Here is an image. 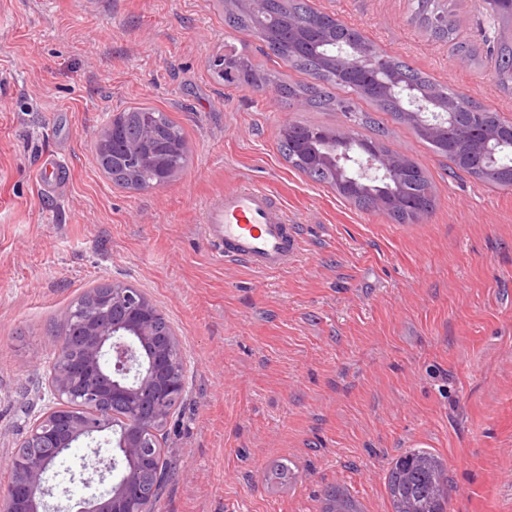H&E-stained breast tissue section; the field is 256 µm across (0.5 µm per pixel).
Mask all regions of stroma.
Returning <instances> with one entry per match:
<instances>
[{
	"instance_id": "1",
	"label": "stroma",
	"mask_w": 512,
	"mask_h": 512,
	"mask_svg": "<svg viewBox=\"0 0 512 512\" xmlns=\"http://www.w3.org/2000/svg\"><path fill=\"white\" fill-rule=\"evenodd\" d=\"M447 2L477 60L415 25L412 0H309L512 121L490 62L502 28L483 0ZM230 49L298 77L258 38L231 37L224 0H0V493L53 404L68 305L120 281L183 341L186 390L162 436L174 475L155 512H320L331 487L393 512L386 477L412 448L446 466L448 512H512V186L452 172L381 112L387 147L426 170L435 205L412 224L359 208L277 148L289 121L345 131L343 115L224 86L210 61ZM138 104L181 128L189 161L161 187L124 190L97 141ZM54 157L69 178L51 194L36 173ZM241 184L298 225L288 271L208 245L209 204ZM279 466L288 480H269Z\"/></svg>"
}]
</instances>
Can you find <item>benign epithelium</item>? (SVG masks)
<instances>
[{"instance_id": "7a95c632", "label": "benign epithelium", "mask_w": 512, "mask_h": 512, "mask_svg": "<svg viewBox=\"0 0 512 512\" xmlns=\"http://www.w3.org/2000/svg\"><path fill=\"white\" fill-rule=\"evenodd\" d=\"M405 109L416 122L447 133L452 113L409 93ZM345 162V183L357 184L370 169L388 171L391 158L369 146L352 150L349 136L329 148ZM97 313L80 323L78 335L63 337L55 349L56 368L49 379L54 406L31 427L24 443L34 447L26 456L12 457L17 478L7 492L8 512H48L53 496L46 475L56 461L82 442L104 439L107 452L93 448L83 468L103 483L119 469L110 487L66 506V512H152L145 506L142 475L157 466L160 432L173 410L167 404L181 396L185 382L174 373L182 340L177 333L154 332L157 307L139 290L112 286L105 296H93Z\"/></svg>"}]
</instances>
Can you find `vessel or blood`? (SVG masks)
I'll return each instance as SVG.
<instances>
[{"label":"vessel or blood","instance_id":"vessel-or-blood-1","mask_svg":"<svg viewBox=\"0 0 512 512\" xmlns=\"http://www.w3.org/2000/svg\"><path fill=\"white\" fill-rule=\"evenodd\" d=\"M205 231L225 261L263 273L287 270L302 249L284 205L259 187L225 188L206 211Z\"/></svg>","mask_w":512,"mask_h":512}]
</instances>
